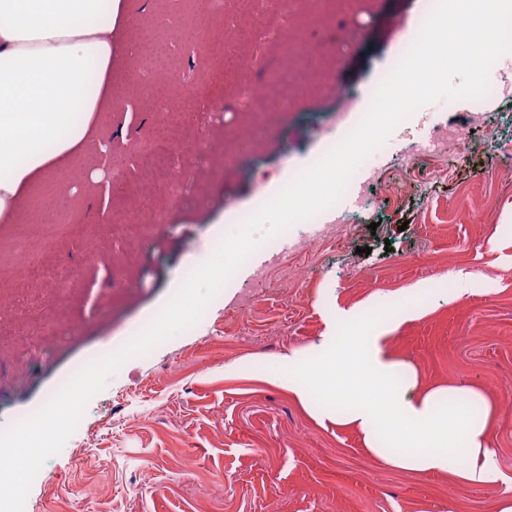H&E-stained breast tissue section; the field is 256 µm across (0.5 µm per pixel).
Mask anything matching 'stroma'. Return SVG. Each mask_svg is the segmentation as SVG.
<instances>
[{"label": "stroma", "mask_w": 512, "mask_h": 512, "mask_svg": "<svg viewBox=\"0 0 512 512\" xmlns=\"http://www.w3.org/2000/svg\"><path fill=\"white\" fill-rule=\"evenodd\" d=\"M424 0H373L358 14L365 36L345 51L346 84L379 87ZM280 0H127L114 32L112 109L99 143L37 180L13 223H0V262L20 225L57 223L50 250L27 245L34 285L0 282V333L21 335L33 311L57 340L0 349V430L42 408L91 356L121 346L175 295L187 267L325 152L336 103L311 94L272 110L257 158L229 160L224 138L254 107L225 65L253 60L269 84L288 66L278 41ZM166 39L180 67L172 89L138 57ZM185 139L166 163L149 151L158 111ZM437 122L512 146V97L439 101L397 127L379 149L344 247L314 243L313 263L256 251L192 328L127 360L90 401L76 431L36 475L24 512H494L512 495V167H469L466 155L421 162L436 179H404L403 158ZM187 173L151 196L168 170ZM98 250L97 262L87 260ZM469 292L457 296L456 278ZM66 296H59V289ZM80 323V336L65 327ZM394 323L385 347L426 382L481 388L495 403L491 441L503 476L466 489L448 476L396 469L367 453L358 432L319 423L318 394L301 405L288 389L291 349Z\"/></svg>", "instance_id": "1"}]
</instances>
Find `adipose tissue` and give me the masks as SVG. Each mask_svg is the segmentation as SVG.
<instances>
[{"label":"adipose tissue","mask_w":512,"mask_h":512,"mask_svg":"<svg viewBox=\"0 0 512 512\" xmlns=\"http://www.w3.org/2000/svg\"><path fill=\"white\" fill-rule=\"evenodd\" d=\"M126 0H0V222L11 223L30 186L59 162L97 145L102 112L112 106V36ZM382 331L344 341L324 337L314 353L292 351L307 399L314 379L324 399H351L337 416L356 427L367 451L394 468L440 473L476 488L498 479L478 388L427 384L386 352Z\"/></svg>","instance_id":"1"}]
</instances>
